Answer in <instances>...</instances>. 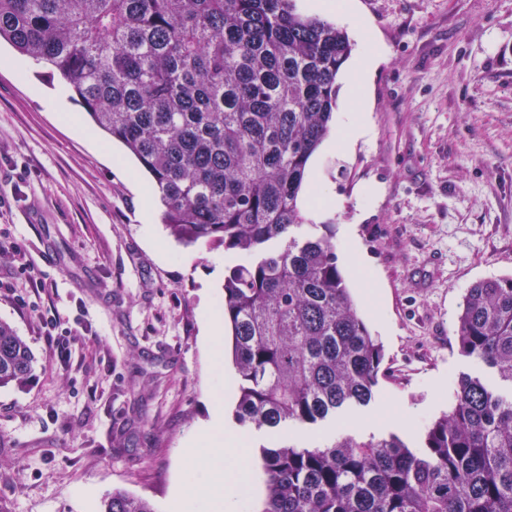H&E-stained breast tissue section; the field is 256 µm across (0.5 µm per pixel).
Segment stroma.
Listing matches in <instances>:
<instances>
[{
	"mask_svg": "<svg viewBox=\"0 0 512 512\" xmlns=\"http://www.w3.org/2000/svg\"><path fill=\"white\" fill-rule=\"evenodd\" d=\"M386 60L366 91L367 143L320 146L300 200H338L295 234L334 227L337 264L384 348L368 405L309 431L246 438L251 512L267 476L260 446L342 433L419 439L447 411L462 375L493 382L458 347L468 288L512 274V0H360ZM63 81L0 44V319L38 362L23 387L0 388V512H88L75 490H113L163 508L187 469L184 440L210 418L218 371L202 338L201 303L224 299L234 251L178 242L148 175L102 131L87 141L58 120ZM75 330L66 354L41 321Z\"/></svg>",
	"mask_w": 512,
	"mask_h": 512,
	"instance_id": "35a3bbf8",
	"label": "stroma"
}]
</instances>
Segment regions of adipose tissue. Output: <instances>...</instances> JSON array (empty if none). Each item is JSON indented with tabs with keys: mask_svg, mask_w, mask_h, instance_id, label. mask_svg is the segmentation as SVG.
Returning <instances> with one entry per match:
<instances>
[{
	"mask_svg": "<svg viewBox=\"0 0 512 512\" xmlns=\"http://www.w3.org/2000/svg\"><path fill=\"white\" fill-rule=\"evenodd\" d=\"M382 57V48L371 45L353 66L344 88L349 117L337 129L331 148L345 152L368 137L369 128L361 116L366 100L359 90L369 84ZM181 456L191 463L197 479L191 497L179 490L173 493L171 512H240L238 488L247 470V450L242 438L226 428L221 404H214L208 424L185 441Z\"/></svg>",
	"mask_w": 512,
	"mask_h": 512,
	"instance_id": "1",
	"label": "adipose tissue"
}]
</instances>
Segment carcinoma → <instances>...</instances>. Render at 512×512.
<instances>
[{"mask_svg":"<svg viewBox=\"0 0 512 512\" xmlns=\"http://www.w3.org/2000/svg\"><path fill=\"white\" fill-rule=\"evenodd\" d=\"M2 40L139 161L178 241L247 257L223 302L244 428L315 425L372 400L383 345L337 266L332 225L289 235L352 51L342 29L295 0H0ZM457 342L512 385V275L467 290ZM35 363L0 320V387L26 385ZM259 455L262 512H512V395L462 376L417 445L340 434ZM99 512L156 510L117 490Z\"/></svg>","mask_w":512,"mask_h":512,"instance_id":"1","label":"carcinoma"}]
</instances>
